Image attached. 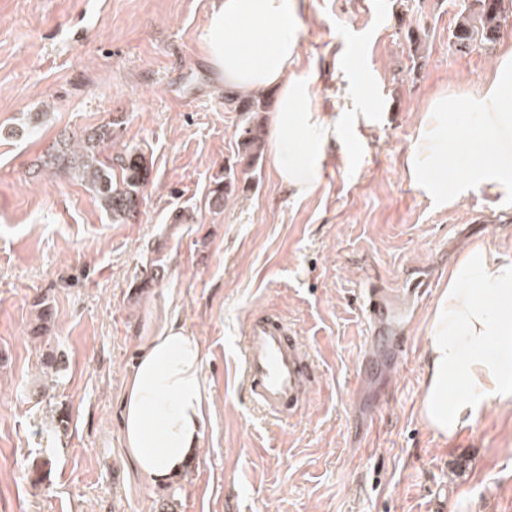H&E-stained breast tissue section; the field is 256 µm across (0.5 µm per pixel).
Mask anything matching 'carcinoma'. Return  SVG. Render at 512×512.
<instances>
[{
    "label": "carcinoma",
    "mask_w": 512,
    "mask_h": 512,
    "mask_svg": "<svg viewBox=\"0 0 512 512\" xmlns=\"http://www.w3.org/2000/svg\"><path fill=\"white\" fill-rule=\"evenodd\" d=\"M512 17V0H472L467 14L459 23L453 37L460 51L478 42L485 47L497 43L508 29ZM225 105L232 112H264L269 100L263 95H242L229 91L224 95ZM238 147L245 166L257 164L264 152L265 140L260 125L247 119L237 128ZM111 138L110 125L105 124L75 144H66L47 154L43 160L46 169L72 175L90 189L101 208L115 223H124L136 213L144 189L149 181L150 167L137 148L125 149L110 159L98 151L99 143ZM236 181L235 173H224V180L213 188L215 206H224Z\"/></svg>",
    "instance_id": "obj_1"
}]
</instances>
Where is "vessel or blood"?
Segmentation results:
<instances>
[{"label": "vessel or blood", "mask_w": 512, "mask_h": 512, "mask_svg": "<svg viewBox=\"0 0 512 512\" xmlns=\"http://www.w3.org/2000/svg\"><path fill=\"white\" fill-rule=\"evenodd\" d=\"M413 289V284L407 282L398 291L375 285L363 293L369 328L400 356L404 355L406 344L394 296L410 295ZM241 361L242 382L252 403L275 416L294 414L316 383L311 356L297 331L275 315H257L249 322Z\"/></svg>", "instance_id": "1"}]
</instances>
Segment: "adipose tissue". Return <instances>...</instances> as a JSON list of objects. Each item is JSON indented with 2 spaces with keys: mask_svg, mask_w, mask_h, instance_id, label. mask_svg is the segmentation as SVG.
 <instances>
[{
  "mask_svg": "<svg viewBox=\"0 0 512 512\" xmlns=\"http://www.w3.org/2000/svg\"><path fill=\"white\" fill-rule=\"evenodd\" d=\"M305 7L306 0H218L204 35L220 83L243 93L277 90L271 164L296 197L314 190L325 146L345 128L308 108V83L284 80L299 60ZM474 134L484 149L479 160L470 149ZM410 168L442 205L480 185L512 196V40L479 93L432 99ZM442 170L458 172L454 185L438 179ZM203 357L198 339L172 325L147 342L131 371L121 431L136 467L153 480L181 473L202 438ZM424 361L421 415L435 435L453 436L493 401L512 396V258L484 243L463 251L433 307Z\"/></svg>",
  "mask_w": 512,
  "mask_h": 512,
  "instance_id": "1",
  "label": "adipose tissue"
}]
</instances>
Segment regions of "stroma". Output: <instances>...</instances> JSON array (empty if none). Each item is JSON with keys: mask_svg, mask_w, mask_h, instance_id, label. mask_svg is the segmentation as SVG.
<instances>
[{"mask_svg": "<svg viewBox=\"0 0 512 512\" xmlns=\"http://www.w3.org/2000/svg\"><path fill=\"white\" fill-rule=\"evenodd\" d=\"M213 2L0 0V512H512V399L449 438L420 415L449 268L476 242L512 258L511 196L475 186L441 207L409 174L431 100L477 91L496 60L456 51L464 0H307L287 77L312 78V111L348 130L303 198L269 156L239 164L242 115L204 60ZM107 123L102 155L135 147L150 165L125 224L41 167L60 139ZM229 167L236 187L217 209ZM407 278L425 288L398 362L357 298ZM260 311L297 328L318 376L281 421L239 377ZM173 323L203 345L207 414L184 472L159 485L127 454L121 397ZM49 353L66 368L47 396Z\"/></svg>", "mask_w": 512, "mask_h": 512, "instance_id": "obj_1", "label": "stroma"}]
</instances>
